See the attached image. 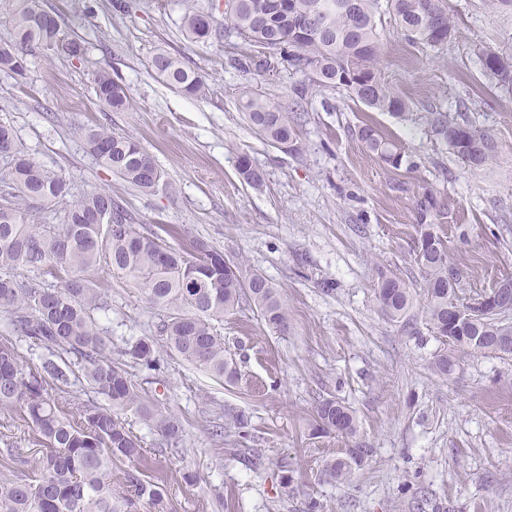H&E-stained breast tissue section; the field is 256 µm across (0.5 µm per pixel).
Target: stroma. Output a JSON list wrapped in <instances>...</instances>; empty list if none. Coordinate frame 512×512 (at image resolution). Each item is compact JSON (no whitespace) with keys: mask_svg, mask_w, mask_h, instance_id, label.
<instances>
[{"mask_svg":"<svg viewBox=\"0 0 512 512\" xmlns=\"http://www.w3.org/2000/svg\"><path fill=\"white\" fill-rule=\"evenodd\" d=\"M40 0L61 18L65 37H81L84 59L40 62L32 80L0 72V123L12 125L49 171L64 172L74 191L105 189L136 223L168 245L203 239L225 258L243 260L278 288L288 328L274 331L245 309L225 316L224 348L240 376L227 388L205 371L159 350L160 373H132L184 427L181 449L132 413L124 418L144 439L146 479L160 487L170 512H512V360L470 357L450 382L428 363L440 344L423 298L409 326L378 311L379 272L419 288L413 258L416 226L433 224L448 248L466 296L512 276V94L486 82L482 46L512 37V16H493L481 0H451L460 35L443 54L404 40L383 18L385 71L413 103L408 120L374 112L342 92L309 91L295 150L272 147L244 118L239 89L250 84L289 109L301 75L283 68L242 73L222 42L196 44L181 33L184 0ZM165 50L207 79L209 93L186 98L149 68ZM105 68L129 86L131 112H107L93 89ZM495 135L501 156L473 174L432 136L426 112L455 111ZM372 123L405 152L394 168L368 153L355 132ZM102 124L132 135L163 169L170 191L145 196L98 165L75 132ZM248 156L263 186L238 172ZM437 199L430 215L418 201ZM112 340L152 336L162 313L124 280L108 282ZM352 406L374 450L344 481L327 461L348 442L313 431L317 402ZM229 406L251 418L252 449L230 454L209 421Z\"/></svg>","mask_w":512,"mask_h":512,"instance_id":"1","label":"stroma"}]
</instances>
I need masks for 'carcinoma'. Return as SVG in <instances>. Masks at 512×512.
I'll return each instance as SVG.
<instances>
[{
    "mask_svg": "<svg viewBox=\"0 0 512 512\" xmlns=\"http://www.w3.org/2000/svg\"><path fill=\"white\" fill-rule=\"evenodd\" d=\"M14 42L0 47V71L28 79L33 50L49 60L57 53L81 59L87 47L80 39L62 38L58 18L44 11L39 0H11ZM393 16L397 31L412 44L441 53L456 39L457 27L449 0H224V24L207 20L210 13L196 3L187 5L182 31L193 43L236 38L248 47L267 50L263 63L300 72L303 100L311 88L336 89L376 112L408 119L409 100L383 70L382 16ZM486 79L512 87V48L484 46L479 50ZM150 68L167 86L191 99L208 93L205 78L165 50L150 60ZM97 102L111 112H131L130 88L101 68L95 73ZM243 108L252 130L269 145L294 149L302 113L253 97L240 87ZM433 135L446 144L469 172H478L498 158L499 145L486 128L459 121L446 112L427 116ZM95 161L143 194L170 185L162 170L131 135L101 125L76 129ZM357 136L366 150L398 167L403 154L398 143L365 123ZM0 312L8 328L28 347L48 355L30 365L17 344H0V408H18L37 433L44 450L30 478L0 475V512H168L159 486L138 469L125 472L124 483L112 484V466L144 457L142 438L118 418L132 412L149 430L174 447L181 440V421L149 400L129 365L161 370L155 340L139 338L112 345V335L97 317L110 309L100 288L106 278H124L139 288L147 302L165 312L157 332L162 346L228 387L239 379L236 361L224 353L217 324L246 304L267 326L280 331L288 325V308L272 282L243 264L224 261V253L201 239L181 248L132 221L112 194L93 190L72 192L63 174H51L37 162L14 130L0 124ZM242 179L260 186L263 173L249 157L238 161ZM63 207L59 224H41L34 214ZM414 261L421 274L425 313L431 332L441 344L429 362L431 373L451 380L465 357L512 359V340L500 342L498 314L474 309L460 298L457 274L444 241L433 225H418ZM197 261L193 274L182 269L187 258ZM36 274L23 282L19 274ZM379 311L388 320L405 318L414 292L393 273H380L374 283ZM73 357L64 365L59 360ZM85 388L94 395L66 404L49 393L48 385ZM314 433L345 437L342 455L326 463L338 481L367 465L373 449L360 435L355 409L332 397L314 408ZM224 435L240 447L251 440V420L243 412L224 410Z\"/></svg>",
    "mask_w": 512,
    "mask_h": 512,
    "instance_id": "obj_1",
    "label": "carcinoma"
}]
</instances>
